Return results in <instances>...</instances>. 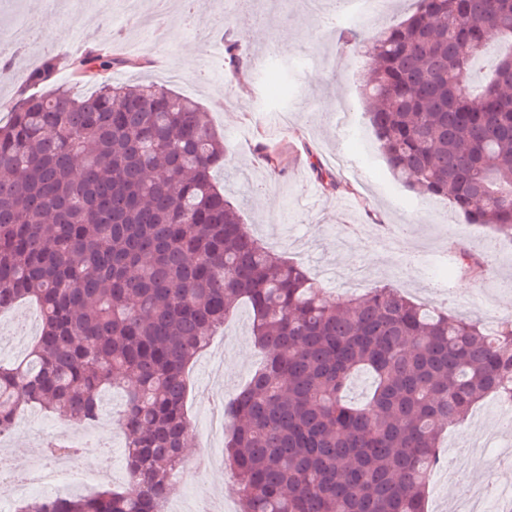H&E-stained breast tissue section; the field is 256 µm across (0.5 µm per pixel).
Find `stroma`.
I'll list each match as a JSON object with an SVG mask.
<instances>
[{"label":"stroma","instance_id":"1","mask_svg":"<svg viewBox=\"0 0 512 512\" xmlns=\"http://www.w3.org/2000/svg\"><path fill=\"white\" fill-rule=\"evenodd\" d=\"M415 7V0H391L388 12L366 15L350 27L323 23L307 0H205L195 29L173 13L142 30L119 14L74 18L73 0H0V43L8 42L23 18L53 30L51 38H30L12 73L0 77V103L14 99L23 72L37 66L45 51L58 56L54 80L62 83L71 79L73 45L95 49L111 43L126 57L130 44H138L142 67L120 70L118 78L170 83L172 90L204 107L230 149L228 170L220 175L228 200L251 233L312 277L323 279V271L336 270V280L323 279L327 298L361 295L386 284L416 301L480 322L512 317V241L466 223L447 200L423 199L394 181L373 142L360 95L368 66L359 43L399 23ZM246 16L255 32L241 43L243 63L234 70L225 64L219 45L237 39ZM274 45L281 50L275 95L260 64ZM189 56L194 64L188 68L184 60ZM262 143L283 150V173L263 163ZM337 154L349 155L353 174H336L335 187L311 196L317 183L313 164L328 166ZM460 244L490 256L483 276L471 279L458 271L454 250ZM426 255L447 268L446 286L421 276ZM35 312V305L24 303L0 315V340L17 337L24 344L1 354V363L24 360L33 342ZM250 327L251 311L240 306L186 373V411L194 426L189 457L209 449L201 422L219 401L234 397L258 367ZM499 411L489 396L474 405L466 420L444 429L441 463L429 477L427 512H449V497L461 486L481 482L491 469L498 483L512 485V458L496 459L488 445ZM200 482V488L181 491L188 506L205 496L221 502V512H237V477L226 463L206 471Z\"/></svg>","mask_w":512,"mask_h":512}]
</instances>
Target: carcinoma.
<instances>
[{
    "label": "carcinoma",
    "mask_w": 512,
    "mask_h": 512,
    "mask_svg": "<svg viewBox=\"0 0 512 512\" xmlns=\"http://www.w3.org/2000/svg\"><path fill=\"white\" fill-rule=\"evenodd\" d=\"M490 31L509 51L474 94ZM365 53L361 95L393 176L512 240V0H418ZM95 63L135 61L90 50L78 73ZM55 72L49 51L0 120V312L41 310L26 361L0 365V438L26 406L89 423L128 375L132 488L20 512H159L188 447L186 368L241 302L266 356L225 407L238 512H425L443 427L512 398V322L489 331L385 286L324 299L225 198L228 147L195 99L153 82L36 91ZM457 252L461 271L480 267ZM359 374L370 392L354 405Z\"/></svg>",
    "instance_id": "obj_1"
}]
</instances>
